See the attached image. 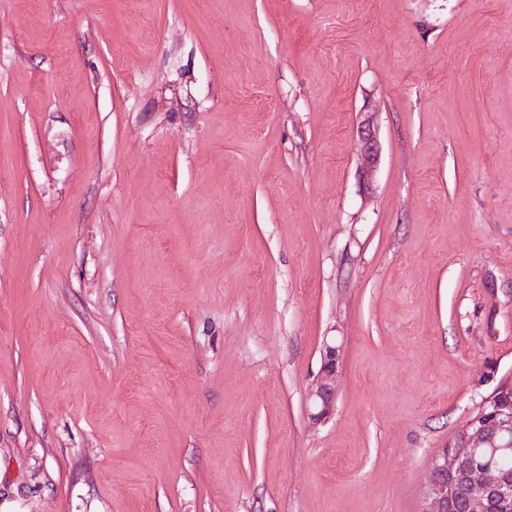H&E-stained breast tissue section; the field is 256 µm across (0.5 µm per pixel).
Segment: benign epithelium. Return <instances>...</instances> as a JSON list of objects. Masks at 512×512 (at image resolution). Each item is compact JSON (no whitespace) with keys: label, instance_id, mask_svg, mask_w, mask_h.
<instances>
[{"label":"benign epithelium","instance_id":"obj_1","mask_svg":"<svg viewBox=\"0 0 512 512\" xmlns=\"http://www.w3.org/2000/svg\"><path fill=\"white\" fill-rule=\"evenodd\" d=\"M359 139L362 169L368 175L378 161V144L370 122L362 125ZM339 360L336 341L324 342L320 374L310 394L313 417L318 421L328 418L334 409ZM503 390L497 386L482 401L478 412L434 456L422 512H475L485 504L494 505L496 512H512V472L500 465L502 458L512 455V405L507 410L487 411Z\"/></svg>","mask_w":512,"mask_h":512}]
</instances>
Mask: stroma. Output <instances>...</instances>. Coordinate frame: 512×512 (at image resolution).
<instances>
[{
    "mask_svg": "<svg viewBox=\"0 0 512 512\" xmlns=\"http://www.w3.org/2000/svg\"><path fill=\"white\" fill-rule=\"evenodd\" d=\"M511 376L512 0H0V512H421ZM367 121V122H366ZM365 124L359 130V139L362 150V169L367 176L372 173L378 161V144L374 131L370 126L369 118L364 120ZM340 346L336 340L325 341L321 353L320 374L315 389L311 392L310 398L316 412L313 414L315 420L321 421L328 418L336 400V379L339 374Z\"/></svg>",
    "mask_w": 512,
    "mask_h": 512,
    "instance_id": "35a3bbf8",
    "label": "stroma"
}]
</instances>
